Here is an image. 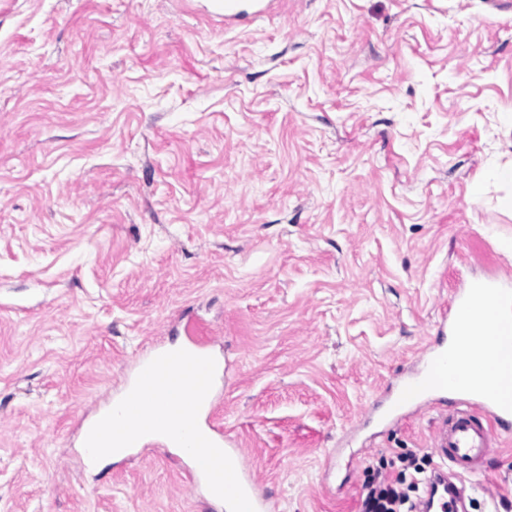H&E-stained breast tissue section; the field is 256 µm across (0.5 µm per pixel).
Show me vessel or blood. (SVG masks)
I'll return each mask as SVG.
<instances>
[{"label":"vessel or blood","mask_w":512,"mask_h":512,"mask_svg":"<svg viewBox=\"0 0 512 512\" xmlns=\"http://www.w3.org/2000/svg\"><path fill=\"white\" fill-rule=\"evenodd\" d=\"M512 307V277L492 276L455 289L440 318L441 337L427 344L420 365L398 377L392 390L374 401L372 413L389 422L406 413L428 411L436 416L431 452L440 465L426 481L417 512H456V491L449 475L485 470L498 446V430L512 425V397L503 396L492 373L496 359L485 336ZM216 392H209L198 415L202 433L233 461L238 479L255 512H273L257 491L251 468L242 463L238 438L214 421Z\"/></svg>","instance_id":"1"}]
</instances>
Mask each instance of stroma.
Listing matches in <instances>:
<instances>
[{"mask_svg":"<svg viewBox=\"0 0 512 512\" xmlns=\"http://www.w3.org/2000/svg\"><path fill=\"white\" fill-rule=\"evenodd\" d=\"M0 0V512H224L94 413L181 317L274 512H359L433 416L367 418L453 288L512 273V0ZM354 455L326 475L328 451ZM512 502V432L474 476Z\"/></svg>","mask_w":512,"mask_h":512,"instance_id":"1","label":"stroma"}]
</instances>
